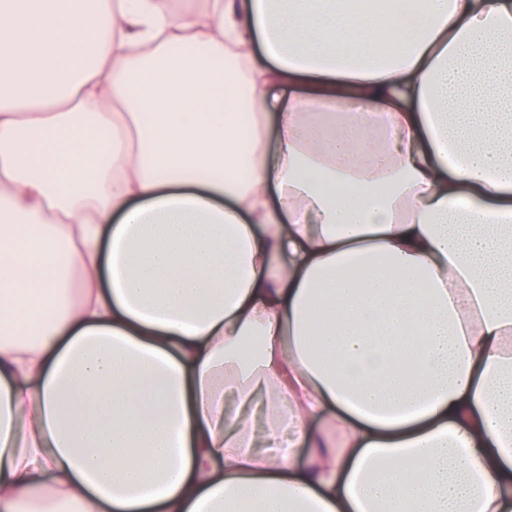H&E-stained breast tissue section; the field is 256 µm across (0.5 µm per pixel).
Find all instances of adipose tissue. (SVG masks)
Masks as SVG:
<instances>
[{
    "label": "adipose tissue",
    "mask_w": 512,
    "mask_h": 512,
    "mask_svg": "<svg viewBox=\"0 0 512 512\" xmlns=\"http://www.w3.org/2000/svg\"><path fill=\"white\" fill-rule=\"evenodd\" d=\"M0 512H512V0H0Z\"/></svg>",
    "instance_id": "obj_1"
}]
</instances>
